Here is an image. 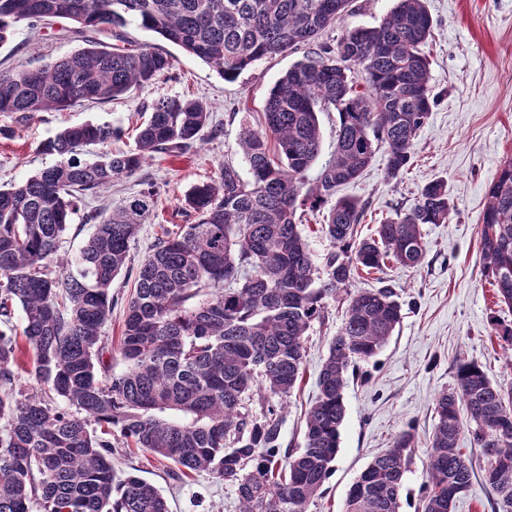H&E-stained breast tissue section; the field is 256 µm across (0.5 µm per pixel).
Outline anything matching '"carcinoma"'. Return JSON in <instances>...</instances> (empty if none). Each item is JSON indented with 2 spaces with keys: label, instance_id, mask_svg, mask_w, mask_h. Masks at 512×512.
Returning a JSON list of instances; mask_svg holds the SVG:
<instances>
[{
  "label": "carcinoma",
  "instance_id": "obj_1",
  "mask_svg": "<svg viewBox=\"0 0 512 512\" xmlns=\"http://www.w3.org/2000/svg\"><path fill=\"white\" fill-rule=\"evenodd\" d=\"M351 0H0V47L26 25L59 20L84 47L49 63L0 69V114L17 123L37 112L115 100L172 67L148 45L124 46L134 23L233 80L270 57L311 44ZM433 19L425 0H396L371 27L345 31L309 52L270 89L264 127L240 132L249 178L226 163L186 198L196 221L165 231L138 270L128 299L116 373L100 360L115 303L112 282L154 206L148 188L99 220L79 254L58 258L77 201L130 178L156 153L180 154L209 124L202 102L162 98L139 110L135 147L83 161V148L122 134L109 124L67 127L39 145L56 162L0 189V318L24 313L25 344L0 331V512H169L154 485L112 466V430L173 462L236 488L240 512H308L333 473L345 418L348 371L378 354L401 319L393 287L354 288L359 272L393 261L422 266L423 226L446 224L448 183L433 179L414 203L357 237L366 205L340 196L377 151L386 176L407 171L435 103L421 47ZM334 112L336 143L322 152L319 114ZM325 209L332 244L318 265L300 214ZM484 268L512 307V158L487 190L481 218ZM211 296L197 301L201 288ZM343 293L346 318L318 375L305 445L281 453L284 403L305 362V337L325 299ZM38 390L17 387L22 357ZM274 398L261 416L250 393ZM61 398L64 405L52 401ZM421 512H454L474 476L458 448L463 419L488 457L484 480L512 512V391L460 359L455 387L438 395ZM415 437L406 430L352 485L346 512H399Z\"/></svg>",
  "mask_w": 512,
  "mask_h": 512
}]
</instances>
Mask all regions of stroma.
<instances>
[{
    "label": "stroma",
    "mask_w": 512,
    "mask_h": 512,
    "mask_svg": "<svg viewBox=\"0 0 512 512\" xmlns=\"http://www.w3.org/2000/svg\"><path fill=\"white\" fill-rule=\"evenodd\" d=\"M394 4L395 0H352L342 18L312 43V50L335 44L344 30L377 25ZM427 8L435 26L424 52L438 102L415 141L410 166L400 177L387 178L385 155L377 153L360 178L342 192L367 205L358 226L363 238L373 235L396 209L413 204L418 190L438 177L448 182L454 211L448 223L424 225L426 258L421 268L391 262L379 274L355 282L359 288L393 285L402 318L377 356L359 363L349 378L335 471L309 512H345L349 490L360 472L406 429L415 435V448L403 478L400 512H420L426 453L435 424L433 403L440 392L454 387L457 360L476 362L493 384L512 387V355L491 324L495 318L512 322V310L496 299L480 250L488 187L503 160L512 157V0H427ZM125 33L133 44L169 52L172 69L115 101L38 112L22 124L0 116V129L13 130L9 136L0 133V189H4L54 164V157L39 153L38 146L62 128L84 123L127 127L141 105L163 97L196 99L211 112L209 128L201 131L187 154L155 155L133 177L85 196L62 239L61 252L78 254L95 230L87 214L107 216L121 199L147 187L155 189V209L131 244L132 267L112 283L120 302L104 330V345L116 372L124 368L119 352L123 302L135 291L136 266L164 229L194 223L184 199L195 184L213 177L227 162L247 174L239 147L241 129L262 126L271 87L303 57L299 51L278 55L227 81L152 32L131 25ZM78 47V42L59 38L56 26L36 37L22 26L12 41L0 47V68L37 66ZM347 305L341 296L327 299L324 320L313 323L308 332L304 377L283 414V449L297 452L304 446L305 414L317 396V376ZM112 442L116 471L136 470L167 498L170 512H239L235 491L223 479L206 473L180 479L170 461L124 445L117 434Z\"/></svg>",
    "instance_id": "stroma-1"
}]
</instances>
